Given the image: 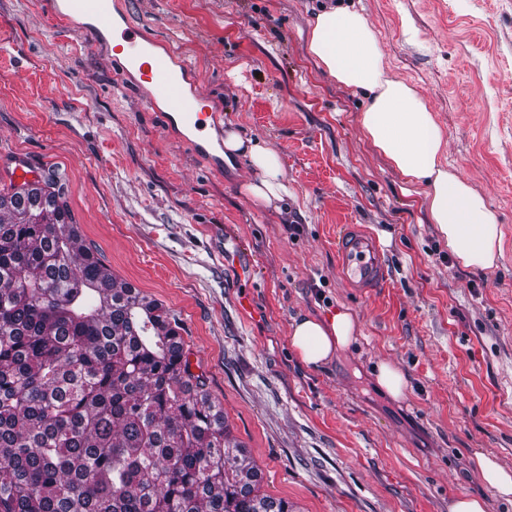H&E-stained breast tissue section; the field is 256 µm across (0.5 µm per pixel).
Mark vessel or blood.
Returning a JSON list of instances; mask_svg holds the SVG:
<instances>
[{
  "label": "vessel or blood",
  "mask_w": 512,
  "mask_h": 512,
  "mask_svg": "<svg viewBox=\"0 0 512 512\" xmlns=\"http://www.w3.org/2000/svg\"><path fill=\"white\" fill-rule=\"evenodd\" d=\"M51 9H63L66 16L90 20L112 41L111 59L121 75L132 78L137 89L149 98L162 99L166 110L164 124L181 122L191 128L197 140H204L210 118L209 98L199 91H185L181 78L169 64L168 56L149 50L148 39L130 21L115 23L112 0H49ZM341 274L354 288L384 287L388 271L373 233L357 224L345 225L336 243Z\"/></svg>",
  "instance_id": "b4317fda"
}]
</instances>
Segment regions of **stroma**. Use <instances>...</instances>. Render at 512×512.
Returning <instances> with one entry per match:
<instances>
[{
  "instance_id": "stroma-1",
  "label": "stroma",
  "mask_w": 512,
  "mask_h": 512,
  "mask_svg": "<svg viewBox=\"0 0 512 512\" xmlns=\"http://www.w3.org/2000/svg\"><path fill=\"white\" fill-rule=\"evenodd\" d=\"M328 0H117L158 52L192 63L185 88L214 112L210 164L120 76L107 47L45 0H0V182L16 159L55 172L85 245L117 282L180 321L259 493L292 512H448L457 497L512 512L474 472L473 451L512 470V0H354L389 78L413 85L454 166L497 211L495 267L462 266L430 224L422 187L365 137L364 100L307 51ZM281 157L295 196L255 207L257 177L225 155L226 126ZM377 235L389 267L375 294L346 287L336 236ZM237 250L247 280L219 254ZM357 319V339L319 368L290 344L294 319ZM405 377L385 394L376 368ZM378 385L391 397L397 399L404 395L406 381L403 374L390 364H381L376 375Z\"/></svg>"
}]
</instances>
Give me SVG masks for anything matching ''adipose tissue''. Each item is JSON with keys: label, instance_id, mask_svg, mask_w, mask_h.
Segmentation results:
<instances>
[{"label": "adipose tissue", "instance_id": "ef3b65f1", "mask_svg": "<svg viewBox=\"0 0 512 512\" xmlns=\"http://www.w3.org/2000/svg\"><path fill=\"white\" fill-rule=\"evenodd\" d=\"M307 51L323 72L352 94L366 98L359 118L365 136L406 182L423 187L431 223L462 265L486 270L502 255L499 215L455 168L441 161L444 133L425 98L406 82L387 78L384 53L366 14L349 5L319 12ZM224 151L248 157L258 172L244 194L277 207L293 194L284 165L273 149L224 132ZM356 319L341 311L322 321L309 316L292 325L291 346L308 366L319 367L355 339Z\"/></svg>", "mask_w": 512, "mask_h": 512}]
</instances>
